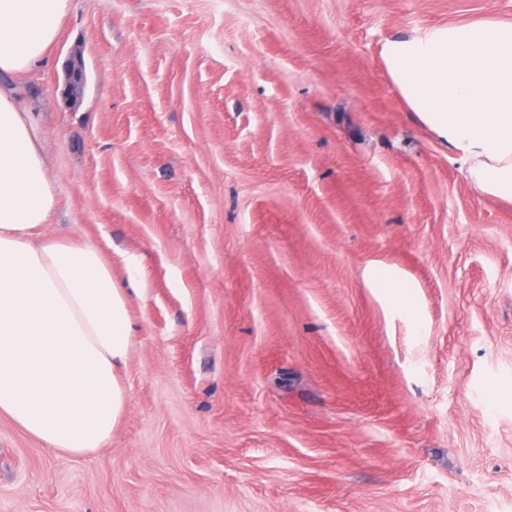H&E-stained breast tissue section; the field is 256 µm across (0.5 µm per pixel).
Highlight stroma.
Instances as JSON below:
<instances>
[{
    "instance_id": "1",
    "label": "stroma",
    "mask_w": 512,
    "mask_h": 512,
    "mask_svg": "<svg viewBox=\"0 0 512 512\" xmlns=\"http://www.w3.org/2000/svg\"><path fill=\"white\" fill-rule=\"evenodd\" d=\"M484 19L512 0H73L31 90L53 229L127 292L126 409L80 457L0 417V512H512V204L381 57ZM371 281V287L386 294L396 310L408 316L415 325H420L416 287L412 283L382 268H376L372 272Z\"/></svg>"
}]
</instances>
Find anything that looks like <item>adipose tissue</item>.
Returning <instances> with one entry per match:
<instances>
[{
    "instance_id": "adipose-tissue-1",
    "label": "adipose tissue",
    "mask_w": 512,
    "mask_h": 512,
    "mask_svg": "<svg viewBox=\"0 0 512 512\" xmlns=\"http://www.w3.org/2000/svg\"><path fill=\"white\" fill-rule=\"evenodd\" d=\"M70 0H0V415L47 447H105L126 406L117 377L132 326L100 251L48 238L57 207L23 83L56 42ZM385 66L419 121L482 194L512 202V22L414 29ZM372 287L417 319L415 287L378 268Z\"/></svg>"
}]
</instances>
